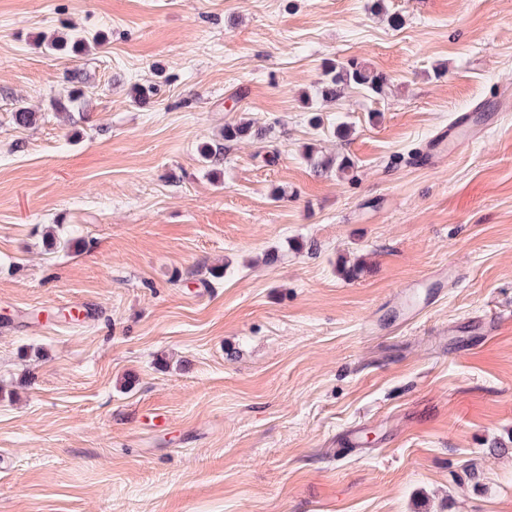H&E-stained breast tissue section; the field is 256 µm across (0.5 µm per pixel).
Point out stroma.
<instances>
[{"label":"stroma","instance_id":"35a3bbf8","mask_svg":"<svg viewBox=\"0 0 512 512\" xmlns=\"http://www.w3.org/2000/svg\"><path fill=\"white\" fill-rule=\"evenodd\" d=\"M373 3L0 0V512H512V0ZM387 78L358 62L340 65L330 62L323 71V79L316 87V95L333 102L341 98L346 88H358L371 96H382L387 87ZM475 116L470 112H463L457 115L456 119L443 129L439 136L440 142L428 143V147L424 152L425 159L431 165H438L441 160L451 157L454 151H458L461 144L467 140L471 141L484 135L485 130L477 131L474 127ZM446 132L447 135H446ZM448 138V154H444L439 149L440 144ZM268 130L257 128L245 122H228L224 125L222 139L224 141H238L244 138H255L262 140L266 137ZM498 320V318L489 317L479 319L468 326L457 325L448 330V336H463L469 333L495 336L499 327Z\"/></svg>","mask_w":512,"mask_h":512}]
</instances>
